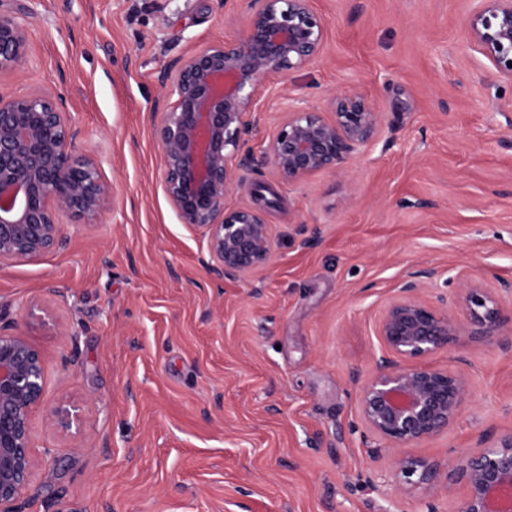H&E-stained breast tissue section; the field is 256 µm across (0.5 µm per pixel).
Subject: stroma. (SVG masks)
<instances>
[{
  "label": "stroma",
  "instance_id": "obj_1",
  "mask_svg": "<svg viewBox=\"0 0 512 512\" xmlns=\"http://www.w3.org/2000/svg\"><path fill=\"white\" fill-rule=\"evenodd\" d=\"M30 12L27 57L0 95L61 92L117 197L98 224L59 216L68 243L0 267V328L46 357L47 406L32 415L27 512H457L437 490L395 494V455L456 462L512 427V348L470 337L427 365L462 373L447 431L400 451L367 435L359 387L376 325L410 271L422 298L472 276L512 279V85L470 43V0H313L320 57L259 90L248 144L261 151L289 107L326 108L356 87L383 114L347 168L288 183L245 172L228 207L275 202L269 267L215 283L207 241L163 191L150 109L159 70L237 38L246 0H5ZM316 227L301 248L296 225Z\"/></svg>",
  "mask_w": 512,
  "mask_h": 512
}]
</instances>
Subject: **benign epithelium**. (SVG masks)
I'll use <instances>...</instances> for the list:
<instances>
[{"label": "benign epithelium", "instance_id": "obj_1", "mask_svg": "<svg viewBox=\"0 0 512 512\" xmlns=\"http://www.w3.org/2000/svg\"><path fill=\"white\" fill-rule=\"evenodd\" d=\"M466 22L475 49L494 74L512 82V0H474ZM326 21L311 0H248L244 30L229 42L198 47L166 64L158 75L165 99L156 103L154 134L161 149L164 191L180 223L202 231L217 281L238 282L270 264L274 232L259 205L230 208L235 172L270 168L295 182L348 167L381 134L383 112L357 88L336 93L332 118L307 108L288 118L255 156L246 147L257 126L258 89L302 68L322 51ZM27 50L26 23L0 8V73L15 68ZM77 130L60 94L30 92L0 97V267L35 262L66 245L61 213L98 224L114 184L96 161L75 151ZM435 268L409 273L400 295L377 325L380 355L358 397L365 427L391 448L439 434L458 416L468 388L457 373L417 363L468 336L512 346L505 334L512 315L499 297L512 282L483 288L469 280L452 297L428 301L421 286ZM46 362L19 330H0V512H25L23 491L35 466L31 413L43 403ZM48 421L69 427L74 415L51 408ZM441 485L464 491L458 512H512V429L480 441L455 465L400 456L391 485L397 493Z\"/></svg>", "mask_w": 512, "mask_h": 512}]
</instances>
